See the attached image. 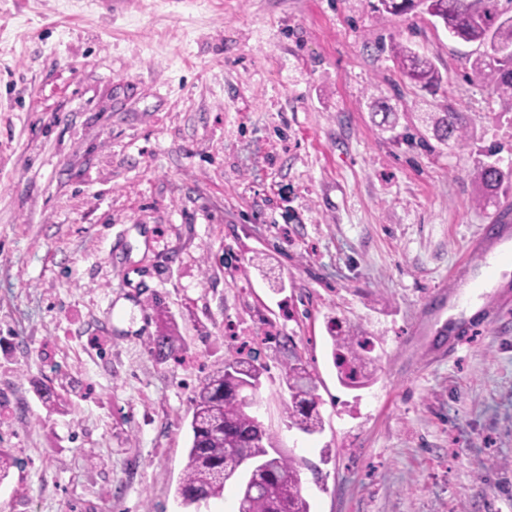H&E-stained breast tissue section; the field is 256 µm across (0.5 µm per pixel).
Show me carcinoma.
Here are the masks:
<instances>
[{
  "instance_id": "obj_1",
  "label": "carcinoma",
  "mask_w": 512,
  "mask_h": 512,
  "mask_svg": "<svg viewBox=\"0 0 512 512\" xmlns=\"http://www.w3.org/2000/svg\"><path fill=\"white\" fill-rule=\"evenodd\" d=\"M385 12L404 14L421 5L441 23L448 34L465 43L483 48L473 61L470 79L489 85L499 100L501 111L512 112V56L502 51L512 49V15H505L500 0H380ZM393 58L403 74L424 88L441 85L443 78L435 65L402 41L391 45ZM433 136L446 144L463 139L466 131L460 112L430 115ZM474 178L483 194L479 203L488 205L503 183L512 179L491 164H480ZM180 337L175 324L163 321L148 347L161 359L172 357ZM368 340L360 336L334 337L333 361L341 383L361 388L371 380L370 360L363 354ZM263 366L256 352L243 357L236 354L208 376L192 397L191 432L187 463L176 495L186 508L224 495L226 475L235 472L238 460L252 458L262 464L265 476L259 486L245 479L239 486L238 509L242 512H310L302 495L298 468L300 461L276 450L272 435L249 411L245 399L256 396L261 385ZM283 378L289 401L285 406L291 425L312 434L322 429L316 409L317 384L302 356L294 353L284 366Z\"/></svg>"
}]
</instances>
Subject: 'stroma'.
I'll return each mask as SVG.
<instances>
[{
  "mask_svg": "<svg viewBox=\"0 0 512 512\" xmlns=\"http://www.w3.org/2000/svg\"><path fill=\"white\" fill-rule=\"evenodd\" d=\"M377 4L0 0V512H183L193 391L243 346L310 512H512L511 269L454 345L472 251L512 225V188L483 208L472 177L512 168V112L470 81L476 45ZM425 111L466 113V139ZM335 321L372 338L370 386L340 384ZM294 353L311 435L285 413ZM391 52L399 68L411 82L430 89L441 85L443 78L435 65L413 51L408 44L402 41L393 42ZM433 136L440 142L450 145L463 139L466 124L461 112H444L442 115H428ZM180 336H177L175 324L172 321L162 320L155 336H150L148 347L158 359L166 360L172 357L178 349ZM283 378L289 393L285 410L290 424L308 434L321 430L323 421L315 409L316 379L301 355H291L284 366Z\"/></svg>",
  "mask_w": 512,
  "mask_h": 512,
  "instance_id": "1",
  "label": "stroma"
}]
</instances>
